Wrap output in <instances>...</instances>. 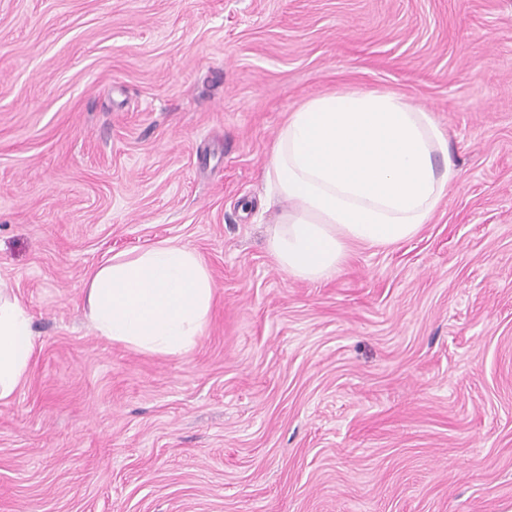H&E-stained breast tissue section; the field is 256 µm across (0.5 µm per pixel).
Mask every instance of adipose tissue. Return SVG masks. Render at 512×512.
Here are the masks:
<instances>
[{
  "instance_id": "adipose-tissue-1",
  "label": "adipose tissue",
  "mask_w": 512,
  "mask_h": 512,
  "mask_svg": "<svg viewBox=\"0 0 512 512\" xmlns=\"http://www.w3.org/2000/svg\"><path fill=\"white\" fill-rule=\"evenodd\" d=\"M431 112L390 91L336 90L290 112L265 165L277 265L301 281L339 271L351 246H394L419 234L459 172ZM213 277L192 248L162 242L112 256L87 276L86 315L98 336L161 356L191 351L208 322ZM31 317L0 279V402L26 380Z\"/></svg>"
}]
</instances>
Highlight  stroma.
<instances>
[{"mask_svg": "<svg viewBox=\"0 0 512 512\" xmlns=\"http://www.w3.org/2000/svg\"><path fill=\"white\" fill-rule=\"evenodd\" d=\"M337 89L432 112L459 177L300 281L264 165ZM165 241L214 277L195 348L97 336L89 271ZM0 278V512H512V0H0ZM35 355L31 317L0 278V402L11 400L26 380Z\"/></svg>", "mask_w": 512, "mask_h": 512, "instance_id": "1", "label": "stroma"}]
</instances>
